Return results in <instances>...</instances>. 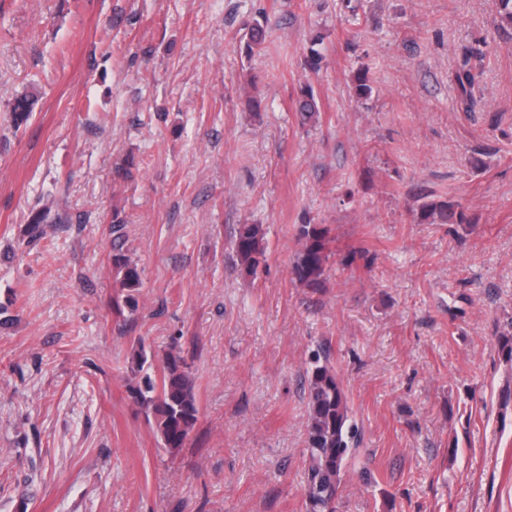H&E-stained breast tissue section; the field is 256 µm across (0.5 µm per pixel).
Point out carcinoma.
Listing matches in <instances>:
<instances>
[{
  "mask_svg": "<svg viewBox=\"0 0 512 512\" xmlns=\"http://www.w3.org/2000/svg\"><path fill=\"white\" fill-rule=\"evenodd\" d=\"M272 27L267 15L255 20L245 35L244 48L247 55L263 44L267 29ZM477 52L466 47L462 52L455 82L465 111L474 112L482 106L473 90L479 72L472 64ZM301 123L319 119V108L310 90L300 89L295 102ZM34 110V98L27 94L16 96L10 107L11 120L16 127L27 124ZM421 218L432 224H454L463 222V215L454 210L451 203L425 201L420 206ZM47 214L34 211L28 218V234L37 239L43 235L42 224ZM111 231L116 243L112 255V267L120 288L126 294L112 299V307L121 313L127 309L137 312V290L142 285V269L131 259L121 243L125 239V220L113 213ZM297 235L303 249L297 257L292 274L294 279L307 288L324 287L329 252V229L321 224H302ZM234 249L242 270L249 276L266 258L264 230L260 224H240L234 236ZM147 362L143 348L134 351L131 374L139 381L131 382L130 392L134 402L152 424L165 448L171 453L184 447L195 427L199 407L188 364L180 352L171 348L161 361V376L154 380L144 374ZM362 442V432L352 417L348 398L329 359L316 356L308 371V418L306 448V512H336V499L346 476V463Z\"/></svg>",
  "mask_w": 512,
  "mask_h": 512,
  "instance_id": "cac0c4a2",
  "label": "carcinoma"
}]
</instances>
